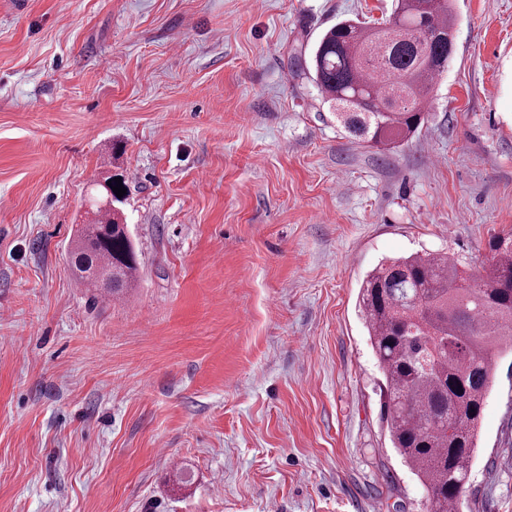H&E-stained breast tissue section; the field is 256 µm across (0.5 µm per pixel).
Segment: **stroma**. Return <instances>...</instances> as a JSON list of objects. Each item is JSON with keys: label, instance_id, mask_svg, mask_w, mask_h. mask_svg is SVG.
<instances>
[{"label": "stroma", "instance_id": "35a3bbf8", "mask_svg": "<svg viewBox=\"0 0 512 512\" xmlns=\"http://www.w3.org/2000/svg\"><path fill=\"white\" fill-rule=\"evenodd\" d=\"M422 128L355 143L294 57L392 0H0V512H426L359 307L512 230V0H455ZM122 175L137 288L69 240ZM460 512H512V353Z\"/></svg>", "mask_w": 512, "mask_h": 512}]
</instances>
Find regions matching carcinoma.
Listing matches in <instances>:
<instances>
[{
	"label": "carcinoma",
	"instance_id": "cac0c4a2",
	"mask_svg": "<svg viewBox=\"0 0 512 512\" xmlns=\"http://www.w3.org/2000/svg\"><path fill=\"white\" fill-rule=\"evenodd\" d=\"M451 0H395L381 26L354 19L325 30L302 69L360 143L389 151L425 119L435 80L454 50ZM94 218L69 244L68 265L92 298L136 286L139 263L121 204L94 184ZM492 264L477 275L445 253H412L363 278L359 306L383 374L392 447L414 473L429 512L458 504L477 448L495 373L491 349L512 350V232L489 241Z\"/></svg>",
	"mask_w": 512,
	"mask_h": 512
}]
</instances>
